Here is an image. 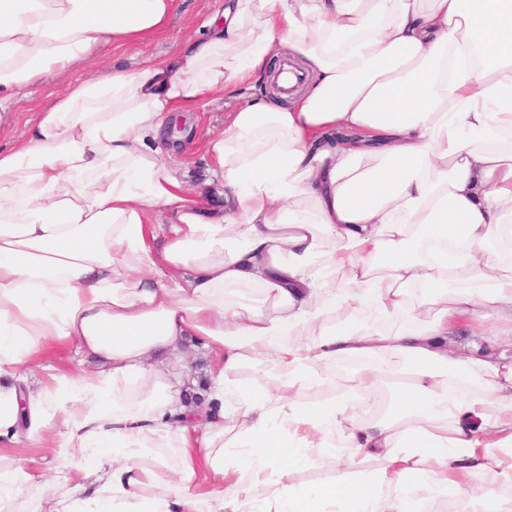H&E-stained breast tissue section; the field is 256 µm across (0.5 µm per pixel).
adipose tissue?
<instances>
[{
    "instance_id": "adipose-tissue-1",
    "label": "adipose tissue",
    "mask_w": 512,
    "mask_h": 512,
    "mask_svg": "<svg viewBox=\"0 0 512 512\" xmlns=\"http://www.w3.org/2000/svg\"><path fill=\"white\" fill-rule=\"evenodd\" d=\"M173 13L0 0V112L71 77L0 149V445L49 431L58 460L0 459V507L512 512V355L451 347L483 309L512 325V0H224L170 61L73 78ZM276 47L298 70L209 139L224 204L200 201L174 110L268 77ZM189 338L198 403L160 365ZM49 348L94 372L31 392ZM184 350L187 354L186 359L177 366L183 367L184 371L190 375V379L195 378L199 383L200 388H205V379L209 367V359H207L200 351H197L191 347H186ZM189 385L191 386V384ZM199 386H191V391H189L191 397H199L195 395L196 392L200 391Z\"/></svg>"
}]
</instances>
